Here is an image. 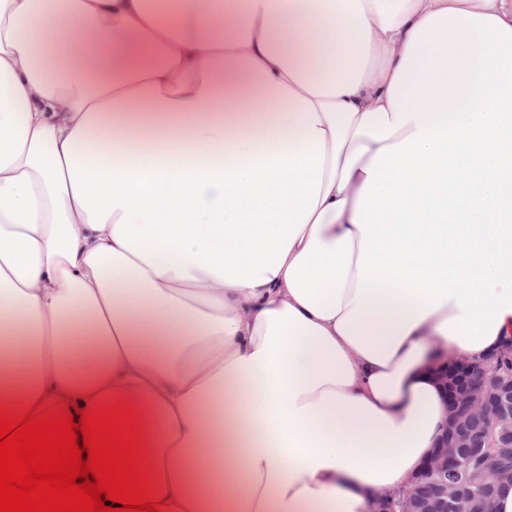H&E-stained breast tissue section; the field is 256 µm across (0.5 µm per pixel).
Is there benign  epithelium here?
Instances as JSON below:
<instances>
[{"label":"benign epithelium","mask_w":512,"mask_h":512,"mask_svg":"<svg viewBox=\"0 0 512 512\" xmlns=\"http://www.w3.org/2000/svg\"><path fill=\"white\" fill-rule=\"evenodd\" d=\"M447 415L438 444L404 490L400 512H495L493 488L512 483V467L490 462L496 443L512 437V373L501 375L496 363L457 359L440 369ZM482 417L485 431L469 432L465 421ZM487 462L490 483L477 494L463 492L455 475L463 461Z\"/></svg>","instance_id":"1"}]
</instances>
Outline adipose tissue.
I'll return each mask as SVG.
<instances>
[{"label":"adipose tissue","mask_w":512,"mask_h":512,"mask_svg":"<svg viewBox=\"0 0 512 512\" xmlns=\"http://www.w3.org/2000/svg\"><path fill=\"white\" fill-rule=\"evenodd\" d=\"M512 340V0H0V408L127 401L164 512H375Z\"/></svg>","instance_id":"obj_1"}]
</instances>
